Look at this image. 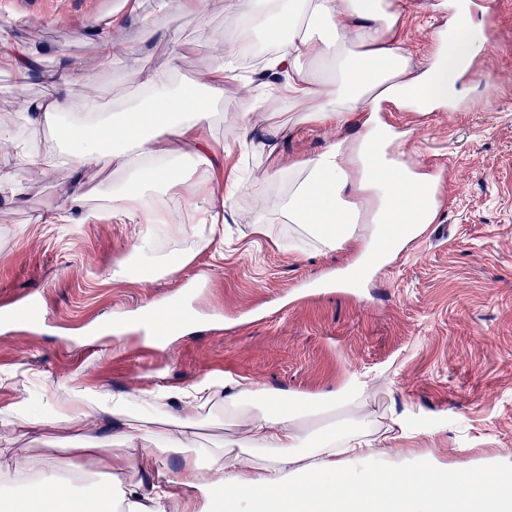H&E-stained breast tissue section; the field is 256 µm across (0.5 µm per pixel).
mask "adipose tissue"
Returning <instances> with one entry per match:
<instances>
[{
	"label": "adipose tissue",
	"mask_w": 512,
	"mask_h": 512,
	"mask_svg": "<svg viewBox=\"0 0 512 512\" xmlns=\"http://www.w3.org/2000/svg\"><path fill=\"white\" fill-rule=\"evenodd\" d=\"M230 10L226 21L237 26L238 34L211 39L216 64L200 88L172 90L170 76L179 56L163 67L144 69L106 24L97 30L102 51L96 69L107 73L115 60H127L128 80L140 92L139 106L109 114L93 93L72 103L71 89L93 82L90 74L72 66L52 74L55 97L25 98L17 111L0 107V151L12 153L23 173L19 179L0 180V202L17 203L27 182L56 177L62 194L50 219L136 225L130 256L148 262L149 280L170 275L209 241L198 238L192 250L173 258L160 251L158 233L187 235L189 215L200 225L223 223L226 201L250 189L235 169L220 188L209 187L219 159L218 125L232 127L246 145L258 134L278 143L285 130L268 119L273 107L287 99L305 105L302 122L334 128L337 134L324 151L289 163L287 195L261 197L259 213L279 214L328 251L387 263L434 220L438 208L426 195L430 175L408 163L401 135L384 120L383 107L434 110L455 100L458 79L472 62L477 30L466 17L454 16L437 61L419 71L401 47L396 0H234ZM262 34L286 40L263 63L269 77L265 99L244 100L238 111L215 117L213 108L224 99L225 74L233 72ZM22 124L27 127L23 141L17 138ZM49 124L57 126L59 137L55 148L45 150L40 133ZM350 125L356 126V135H341V128ZM108 154L125 177L104 205L93 208L94 193L83 174ZM193 180L208 188L205 205L176 195ZM365 388L364 381L354 378L315 404L225 376L224 409L239 436L217 450L197 447V423L186 413L191 401L212 395L207 378L189 388L144 392L143 403L169 402L176 409L165 418L144 417L136 424L128 419L129 399L123 393L78 390L36 414L26 402H17L11 408L16 439L75 420L94 426L106 416L118 432L82 438L77 458L69 462L48 460L37 486L11 496L7 512H84L60 472L84 471L89 462L96 470H109L111 461L103 453L109 446L120 449L127 468L151 477L146 485L113 482V498L123 512H211L218 497L225 512H512L511 460H494L492 490L474 487L471 463L443 469L428 456L398 447L407 427L397 414L380 424L364 415L351 426L339 422L314 435L308 432L306 416L325 412ZM172 455L178 467L171 474L165 461ZM46 486L54 488L53 497L43 496Z\"/></svg>",
	"instance_id": "obj_1"
}]
</instances>
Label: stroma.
<instances>
[{
    "mask_svg": "<svg viewBox=\"0 0 512 512\" xmlns=\"http://www.w3.org/2000/svg\"><path fill=\"white\" fill-rule=\"evenodd\" d=\"M231 2L216 0L202 22L168 14L159 0H58L35 11L0 0V44L32 45L48 72L71 62L91 70L96 29L110 22L141 67L158 68L174 51L159 34L176 29L186 46L171 81L181 88L213 67L198 35H224ZM435 2L400 0L402 44L416 68L433 31L451 18ZM492 5L496 29L473 60L474 77L461 81L465 110L387 112L404 134L407 161L432 174L445 167L444 204L420 241L364 279L327 284L350 257L326 251L296 225H280L275 241L262 233L257 199L287 193L288 175L275 173L267 148L239 144L229 127L224 164L253 171L255 184L228 203L208 250L152 283L112 275L133 225L44 221L59 195L54 177L33 182L23 202L0 206V301L39 292L49 317L32 333L0 327V434L9 406L31 393L51 404L75 388L135 395L229 374L315 399L359 377L369 387L358 402L309 416L307 425L393 412L410 433L400 447L444 461L512 456V0H478L470 17L484 28ZM125 73L115 63L91 88L109 112L134 101ZM299 115L284 102L273 121L291 130L278 154L304 160L334 131ZM202 270L209 288L186 298L194 322L156 346L134 315ZM87 432L81 422L47 427L13 451L37 471L46 459L73 458L72 441Z\"/></svg>",
    "mask_w": 512,
    "mask_h": 512,
    "instance_id": "35a3bbf8",
    "label": "stroma"
}]
</instances>
